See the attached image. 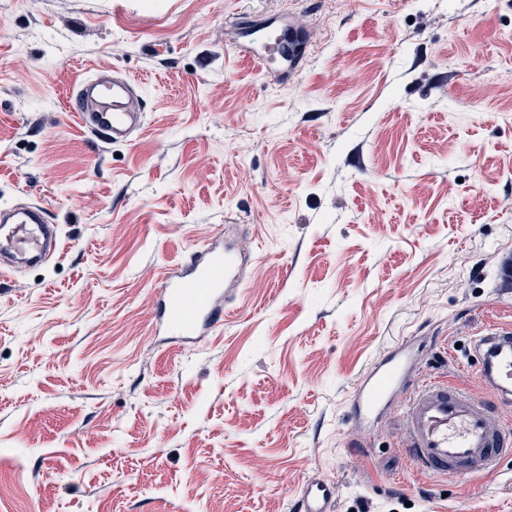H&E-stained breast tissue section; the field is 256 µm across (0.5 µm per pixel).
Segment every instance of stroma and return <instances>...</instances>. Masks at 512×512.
<instances>
[{"instance_id": "obj_1", "label": "stroma", "mask_w": 512, "mask_h": 512, "mask_svg": "<svg viewBox=\"0 0 512 512\" xmlns=\"http://www.w3.org/2000/svg\"><path fill=\"white\" fill-rule=\"evenodd\" d=\"M296 31L295 73L246 59ZM111 69L144 129L68 110ZM47 208L51 264L0 278V512H512L492 474L417 472L391 414L348 421L401 337L512 325V0H0V207ZM253 261L197 348L153 337L164 269L208 237ZM298 512H334L336 484L326 478H310L301 487L297 501Z\"/></svg>"}]
</instances>
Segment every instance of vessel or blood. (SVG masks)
<instances>
[{
	"instance_id": "obj_1",
	"label": "vessel or blood",
	"mask_w": 512,
	"mask_h": 512,
	"mask_svg": "<svg viewBox=\"0 0 512 512\" xmlns=\"http://www.w3.org/2000/svg\"><path fill=\"white\" fill-rule=\"evenodd\" d=\"M257 68L295 62L282 38L250 54ZM133 78L83 81L70 99L80 125L105 142L127 140L143 125L134 103ZM6 229L0 245V276L14 273L13 259L43 264L56 253L59 228L48 222L41 206L0 209ZM246 255L240 246L211 237L180 264L165 269L156 290L155 335L185 349L201 343L224 322L227 288L242 280ZM481 398L468 389L414 374L416 348L407 339L376 364L354 388L350 403L356 426H374L391 411H400L406 439L403 448L419 469L433 475H476L496 469L512 455V422L501 404L512 401V329L492 323L472 346ZM336 485L326 478L308 479L301 487L297 512H335Z\"/></svg>"
}]
</instances>
